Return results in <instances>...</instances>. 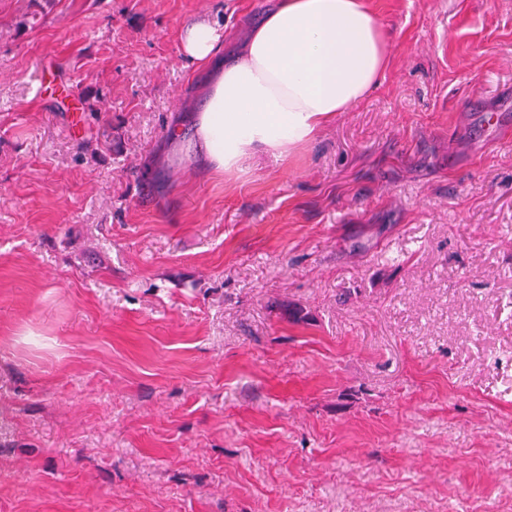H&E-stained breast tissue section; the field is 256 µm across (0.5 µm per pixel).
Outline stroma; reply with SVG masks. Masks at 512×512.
<instances>
[{
    "label": "stroma",
    "mask_w": 512,
    "mask_h": 512,
    "mask_svg": "<svg viewBox=\"0 0 512 512\" xmlns=\"http://www.w3.org/2000/svg\"><path fill=\"white\" fill-rule=\"evenodd\" d=\"M380 84L214 173L198 17L0 0V512H512V0H369Z\"/></svg>",
    "instance_id": "35a3bbf8"
}]
</instances>
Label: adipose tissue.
I'll list each match as a JSON object with an SVG mask.
<instances>
[{
  "mask_svg": "<svg viewBox=\"0 0 512 512\" xmlns=\"http://www.w3.org/2000/svg\"><path fill=\"white\" fill-rule=\"evenodd\" d=\"M181 50L214 72L196 134L219 172L240 169L254 148L284 155L312 141L379 84L388 62L364 0H276L230 59L219 29L201 20L185 29Z\"/></svg>",
  "mask_w": 512,
  "mask_h": 512,
  "instance_id": "adipose-tissue-1",
  "label": "adipose tissue"
}]
</instances>
